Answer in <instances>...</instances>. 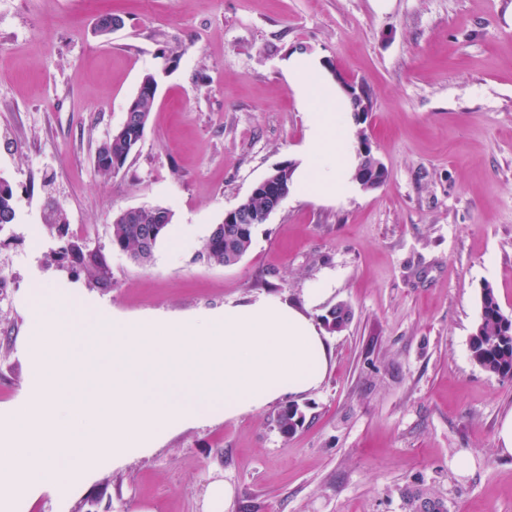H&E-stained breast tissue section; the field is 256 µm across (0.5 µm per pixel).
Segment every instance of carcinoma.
<instances>
[{
  "label": "carcinoma",
  "mask_w": 512,
  "mask_h": 512,
  "mask_svg": "<svg viewBox=\"0 0 512 512\" xmlns=\"http://www.w3.org/2000/svg\"><path fill=\"white\" fill-rule=\"evenodd\" d=\"M137 117L128 121L125 133L110 139L105 148L106 154L121 163H126L139 140ZM152 216L147 222L128 221L116 216L112 223V249L126 253L139 263L151 261L154 249L165 236L170 222L157 223ZM53 224L49 230L62 242L61 257L71 265L83 270L97 284L106 288L111 283V272L106 256L101 251H90L82 243L67 238L65 225L60 213L52 211ZM15 219L14 193L12 187L0 180V226L11 224ZM255 225L253 224H217L204 242L200 258L210 264L234 265L247 253L252 244ZM352 316L349 305L338 303L322 316L333 329L340 328L350 321ZM470 356L482 369L503 378L512 377V316L502 312L498 297L493 288L486 286L480 296V316L469 343ZM305 421V414L296 404L279 411L276 425L286 436L294 434ZM409 512H422V507L431 506V512H447L442 497L429 492L407 488L403 491Z\"/></svg>",
  "instance_id": "1"
}]
</instances>
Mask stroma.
Listing matches in <instances>:
<instances>
[{"instance_id": "35a3bbf8", "label": "stroma", "mask_w": 512, "mask_h": 512, "mask_svg": "<svg viewBox=\"0 0 512 512\" xmlns=\"http://www.w3.org/2000/svg\"><path fill=\"white\" fill-rule=\"evenodd\" d=\"M112 13L121 30L100 36ZM142 140L112 178L98 146L125 120L160 52ZM368 96L367 138L388 176L339 201L286 196L233 266L198 253L276 165L298 163L305 110L292 53ZM0 411L30 381L21 348L33 286H77L126 315H188L267 295L320 319L343 302L321 385L229 420L192 425L17 512H407L434 489L448 512H512L498 433L512 380L470 357L483 286L512 315V0H0ZM172 210L184 243L149 264L111 246L117 213ZM104 253L109 288L58 254L45 224ZM318 298H310L312 288ZM295 403L294 435L275 418ZM467 468H460V460Z\"/></svg>"}]
</instances>
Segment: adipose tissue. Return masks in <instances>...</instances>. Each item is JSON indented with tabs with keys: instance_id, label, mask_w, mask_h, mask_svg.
I'll use <instances>...</instances> for the list:
<instances>
[{
	"instance_id": "adipose-tissue-1",
	"label": "adipose tissue",
	"mask_w": 512,
	"mask_h": 512,
	"mask_svg": "<svg viewBox=\"0 0 512 512\" xmlns=\"http://www.w3.org/2000/svg\"><path fill=\"white\" fill-rule=\"evenodd\" d=\"M288 74L306 111L301 163L291 194L311 199H336L349 193L356 159L351 149L350 113L346 95L322 65L305 55H293Z\"/></svg>"
}]
</instances>
